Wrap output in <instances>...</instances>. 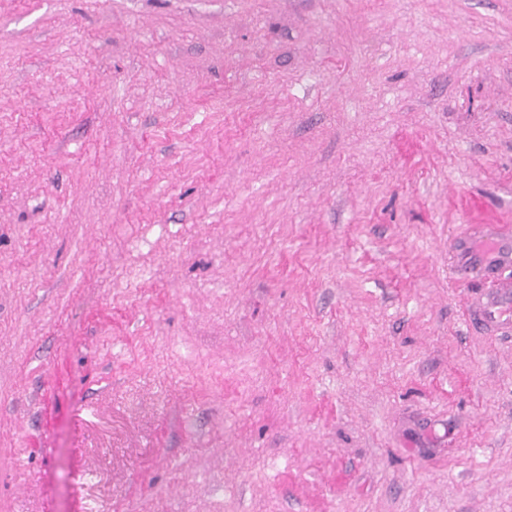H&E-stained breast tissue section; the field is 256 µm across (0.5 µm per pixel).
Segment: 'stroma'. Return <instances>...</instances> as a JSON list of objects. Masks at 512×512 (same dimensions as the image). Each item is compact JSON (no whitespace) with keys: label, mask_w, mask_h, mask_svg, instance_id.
Segmentation results:
<instances>
[{"label":"stroma","mask_w":512,"mask_h":512,"mask_svg":"<svg viewBox=\"0 0 512 512\" xmlns=\"http://www.w3.org/2000/svg\"><path fill=\"white\" fill-rule=\"evenodd\" d=\"M512 0H0V512H512ZM484 312L485 318L488 320L503 317L509 320L512 317V290L510 284L492 288Z\"/></svg>","instance_id":"obj_1"}]
</instances>
